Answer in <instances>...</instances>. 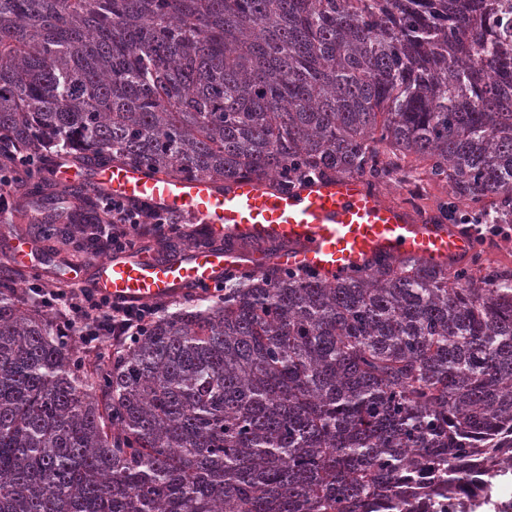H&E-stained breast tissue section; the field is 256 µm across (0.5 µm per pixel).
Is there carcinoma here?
<instances>
[{"instance_id":"obj_1","label":"carcinoma","mask_w":512,"mask_h":512,"mask_svg":"<svg viewBox=\"0 0 512 512\" xmlns=\"http://www.w3.org/2000/svg\"><path fill=\"white\" fill-rule=\"evenodd\" d=\"M277 190L448 185L512 224L500 0H0V160ZM0 223L78 251L96 194L16 167ZM0 260V512H474L512 441V271L243 269L88 361Z\"/></svg>"}]
</instances>
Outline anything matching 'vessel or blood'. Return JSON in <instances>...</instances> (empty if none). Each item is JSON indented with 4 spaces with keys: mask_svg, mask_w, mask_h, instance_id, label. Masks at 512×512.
<instances>
[{
    "mask_svg": "<svg viewBox=\"0 0 512 512\" xmlns=\"http://www.w3.org/2000/svg\"><path fill=\"white\" fill-rule=\"evenodd\" d=\"M60 188L87 185L99 193L185 215L209 244L174 253L141 247L83 264L76 282L97 295L130 303L168 301L190 289L223 283L236 268L301 269L331 282L379 257H413L440 270L469 252L459 226L417 212L370 189L355 176L309 180L289 191L251 177L219 186L201 175L177 179L134 166H55ZM36 246L14 238L8 259L37 266Z\"/></svg>",
    "mask_w": 512,
    "mask_h": 512,
    "instance_id": "1",
    "label": "vessel or blood"
}]
</instances>
